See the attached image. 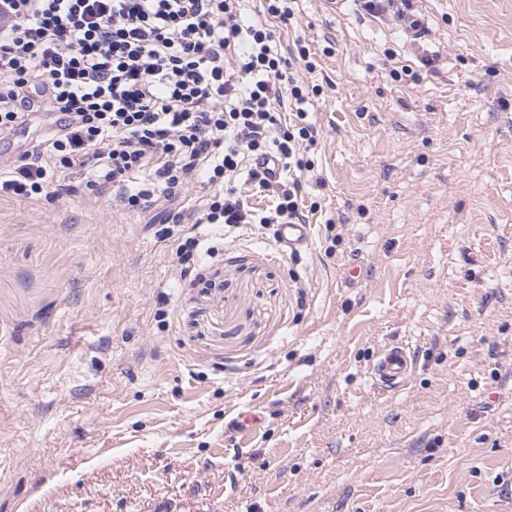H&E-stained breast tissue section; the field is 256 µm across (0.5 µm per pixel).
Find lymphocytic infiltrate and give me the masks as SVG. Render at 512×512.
Here are the masks:
<instances>
[{
  "mask_svg": "<svg viewBox=\"0 0 512 512\" xmlns=\"http://www.w3.org/2000/svg\"><path fill=\"white\" fill-rule=\"evenodd\" d=\"M247 0H0V134L54 114L48 132L17 160L0 161V195H71L54 175L93 173L129 214L199 185L190 225L172 259L180 277L200 264L203 224H301L307 193L300 177L318 131L308 122L319 85L303 41L283 53ZM287 100L285 126L275 105ZM275 156L277 178L259 158ZM246 179L273 191L257 214L237 187Z\"/></svg>",
  "mask_w": 512,
  "mask_h": 512,
  "instance_id": "1",
  "label": "lymphocytic infiltrate"
}]
</instances>
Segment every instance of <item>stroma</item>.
<instances>
[{
  "instance_id": "stroma-1",
  "label": "stroma",
  "mask_w": 512,
  "mask_h": 512,
  "mask_svg": "<svg viewBox=\"0 0 512 512\" xmlns=\"http://www.w3.org/2000/svg\"><path fill=\"white\" fill-rule=\"evenodd\" d=\"M409 3L411 36L250 4L322 87L299 254L205 226L190 283L84 178L0 197V512H512V0ZM388 343L417 356L395 391ZM416 364L414 352L405 345H385L376 355L370 369V377L373 383L382 389H400L409 382Z\"/></svg>"
}]
</instances>
